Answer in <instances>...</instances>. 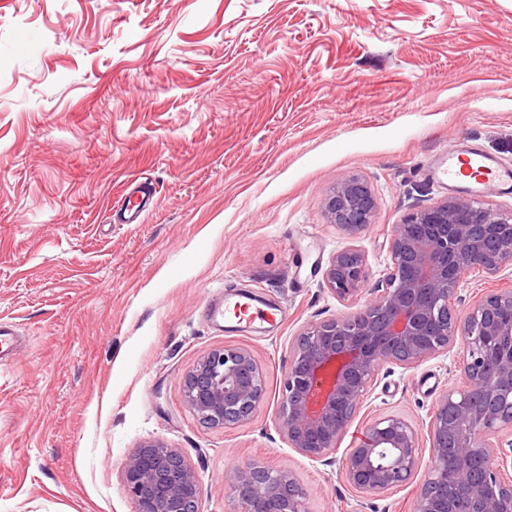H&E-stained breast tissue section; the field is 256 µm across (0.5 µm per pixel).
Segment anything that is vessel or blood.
I'll return each instance as SVG.
<instances>
[{
	"mask_svg": "<svg viewBox=\"0 0 512 512\" xmlns=\"http://www.w3.org/2000/svg\"><path fill=\"white\" fill-rule=\"evenodd\" d=\"M428 173L439 185L461 192H505L512 190V168L500 164L476 144L458 141L449 144L447 151L432 159ZM118 208L127 224L142 221L143 200L138 192L131 191L122 198ZM212 319H234L239 327L252 329L268 324L267 312L254 304L246 294H228L217 304Z\"/></svg>",
	"mask_w": 512,
	"mask_h": 512,
	"instance_id": "vessel-or-blood-1",
	"label": "vessel or blood"
}]
</instances>
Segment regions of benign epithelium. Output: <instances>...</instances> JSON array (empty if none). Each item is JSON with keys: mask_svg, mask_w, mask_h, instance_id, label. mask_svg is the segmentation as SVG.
Listing matches in <instances>:
<instances>
[{"mask_svg": "<svg viewBox=\"0 0 512 512\" xmlns=\"http://www.w3.org/2000/svg\"><path fill=\"white\" fill-rule=\"evenodd\" d=\"M377 209L375 193L363 179L336 181L326 200L330 223L345 235L361 233ZM481 224L499 236L488 253L473 237ZM418 227L428 233L420 234ZM388 272L374 286V299L350 315L314 324L302 332L288 362L279 411V431L289 447L320 462L330 455L358 407L375 372L384 362L413 364L456 341L463 345L467 386L446 392L429 424L432 461L426 485L453 481L468 504L466 512H505L512 506V483L501 468L512 457V418L472 406L471 391L480 387L500 403L512 404V292L490 291L476 302L464 321L453 310L464 274L480 268L490 276L512 265V210L477 200L446 197L417 209L393 225ZM367 278L365 256L356 249L336 253L325 279L343 301L357 299ZM186 402L210 428L249 420L265 395L264 375L253 354L241 347L209 352L184 376ZM453 434L456 464L448 471V434ZM418 432L401 417L372 423L365 438L345 458L344 475L359 493L373 495L405 482L418 462ZM485 477L471 481L474 460ZM266 475L268 512H308L305 493L289 470H270L254 462L225 479L234 512H255L241 489ZM136 512H198L199 477L181 453L159 441L140 446L123 471ZM151 486L155 494L143 497ZM415 512H456L421 491Z\"/></svg>", "mask_w": 512, "mask_h": 512, "instance_id": "benign-epithelium-1", "label": "benign epithelium"}]
</instances>
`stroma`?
I'll list each match as a JSON object with an SVG mask.
<instances>
[{
    "instance_id": "stroma-1",
    "label": "stroma",
    "mask_w": 512,
    "mask_h": 512,
    "mask_svg": "<svg viewBox=\"0 0 512 512\" xmlns=\"http://www.w3.org/2000/svg\"><path fill=\"white\" fill-rule=\"evenodd\" d=\"M459 139L512 167V0H0V320L20 336L0 359V512H134L123 468L152 439L198 472L199 512H231L224 476L252 462L292 471L308 512H414L462 346L383 363L333 465L290 448L278 414L298 335L373 299L393 225L449 195L428 158ZM350 175L378 199L354 238L325 215ZM133 182L143 221L117 223ZM346 248L369 269L353 303L324 278ZM491 290L512 266L470 270L457 315ZM230 291L281 321L207 319ZM227 345L267 392L212 429L183 380ZM390 415L419 428L418 465L360 497L342 462Z\"/></svg>"
}]
</instances>
